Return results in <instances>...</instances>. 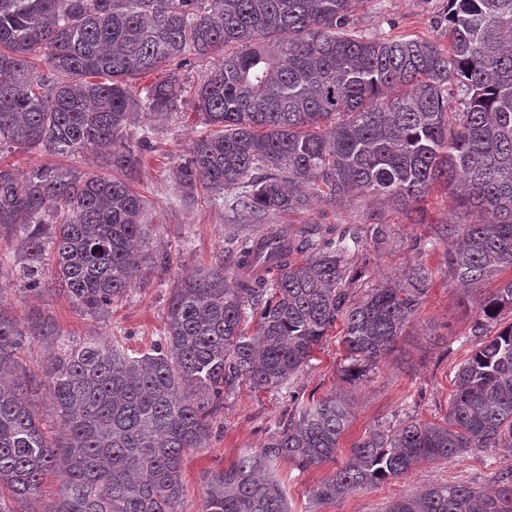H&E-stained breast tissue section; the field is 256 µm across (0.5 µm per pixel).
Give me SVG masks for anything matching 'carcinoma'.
<instances>
[{
    "label": "carcinoma",
    "instance_id": "carcinoma-1",
    "mask_svg": "<svg viewBox=\"0 0 512 512\" xmlns=\"http://www.w3.org/2000/svg\"><path fill=\"white\" fill-rule=\"evenodd\" d=\"M352 0H0V147L92 151L124 178L40 165L0 168V234L16 242L13 270L43 291L45 261L93 320L143 280L131 247L145 208L130 175L151 142L131 144L132 111L165 122L179 111L174 76L132 80L178 62L206 70L194 109L208 130L176 170L187 193L224 196L238 224L332 204L350 195L419 203L441 183L475 221L435 233L459 242L448 268L478 287L512 269V0H448V48L410 36L347 32ZM224 51L217 59L213 53ZM39 60L46 71H33ZM105 76L97 83L87 76ZM333 225L232 234L227 261L175 281L163 335L139 356L99 336L74 341L48 317L21 321L0 305V512L55 475L64 493L48 512H179L182 462L210 430L224 395L273 390L299 375L337 322L354 379L388 352L417 315L431 278L421 264L402 283L381 279L361 297L352 259L368 241ZM512 280L480 302L476 343L458 369L444 424L407 417L375 428L318 501L407 474L415 465L512 445ZM39 338L53 352L35 377L19 354ZM44 390L64 436L32 408ZM350 423L334 396L298 406L262 448L204 477L202 512H289L274 467L333 458ZM491 494L432 485L386 512H512V469Z\"/></svg>",
    "mask_w": 512,
    "mask_h": 512
}]
</instances>
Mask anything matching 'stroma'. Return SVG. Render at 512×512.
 I'll return each instance as SVG.
<instances>
[{
	"label": "stroma",
	"instance_id": "35a3bbf8",
	"mask_svg": "<svg viewBox=\"0 0 512 512\" xmlns=\"http://www.w3.org/2000/svg\"><path fill=\"white\" fill-rule=\"evenodd\" d=\"M447 2L356 0L350 31L366 38L413 35L444 47L448 41L440 18ZM204 130L189 100L166 123L142 116L134 126V133L148 134L153 145L152 151L143 154L140 172L133 181L143 197L148 222L145 252L167 256L169 264L155 268L143 286L114 304L109 319L95 321L84 316L51 284L36 295L21 290L18 282L7 281L0 285V298L9 301L18 315L33 312L50 317L64 334L75 339L99 334L121 342L131 354L148 351L163 330L174 281L227 255L232 213L222 201L199 192L185 193L175 177L187 146ZM42 164L81 172L97 169L94 155L88 152L61 156L41 147L16 145L0 151V167L17 173ZM461 215L456 198L438 185L430 190L419 211L410 214L390 199L359 195L333 205L315 204L304 211L269 216V224L297 228L333 224L341 231H363L372 224L389 225L388 242L366 243L358 256L367 266L368 285H375L384 276L402 279L409 268L421 264L431 276V289L416 318L367 379L356 383L344 380L343 327L338 324L314 349L308 367L281 389L256 391L244 386L226 394L211 433L183 461L180 512H202L204 474L262 447L271 433L287 424L296 395L305 400L340 396L348 405L351 422L333 459L307 468L288 461L277 464V477L286 491L290 512H386L395 499L433 484H463L486 491L496 488L498 471L512 467V447L425 462L403 478L331 501L319 503L313 497L314 490L347 463L351 445L369 430L407 416L437 424L446 418L454 376L475 348L469 330L479 301L499 284L512 280V269H508L480 287L467 289L449 271L451 245L434 241L433 236L440 225Z\"/></svg>",
	"mask_w": 512,
	"mask_h": 512
}]
</instances>
